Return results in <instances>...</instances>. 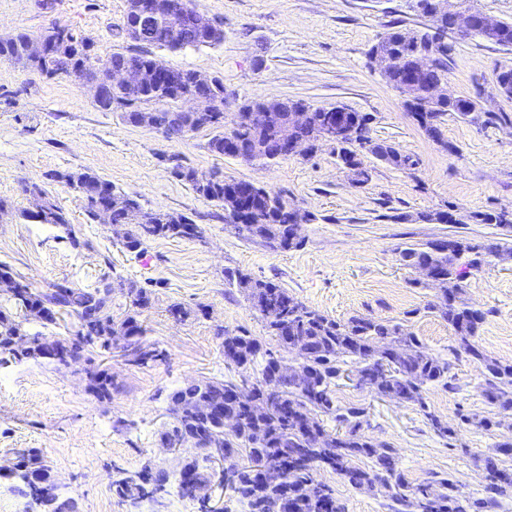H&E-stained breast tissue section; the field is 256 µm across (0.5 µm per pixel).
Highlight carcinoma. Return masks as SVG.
Returning <instances> with one entry per match:
<instances>
[{"label": "carcinoma", "instance_id": "obj_1", "mask_svg": "<svg viewBox=\"0 0 512 512\" xmlns=\"http://www.w3.org/2000/svg\"><path fill=\"white\" fill-rule=\"evenodd\" d=\"M406 28H391L378 40L387 50L413 57L417 45L407 36ZM42 36L53 41V53L35 59L28 54V44L32 36L19 32L8 40H0V59L34 67L47 78L67 77L80 83L99 82L109 66L125 64L149 71L152 59L142 55H126L116 52L107 58H97L87 53L91 39L74 32L63 33L52 27ZM223 35H197L188 40L175 38L162 43L170 50L184 47H197L221 41ZM191 71H183V80L178 83H165L149 79L137 90L114 92L111 96L96 102L104 110L120 109L128 118L133 112H143L149 104H160L176 100L189 87ZM424 88H418L414 101L405 103V108L413 118L426 112L432 118L430 126L423 127L426 134L441 139L443 117L454 114L461 119L477 123L481 117L506 119L504 112H483L471 115L462 111L463 99L456 98L433 106L423 104ZM302 106V100H245L238 104V112L250 119L233 133V149L226 146V134L221 131L222 123H214L210 128L218 130L209 143L210 151L227 157L249 161L246 152L255 141L267 145V152L261 161L269 164L277 161V143L272 124L266 121L271 113L284 120L288 113L283 107ZM335 112L333 108L316 107L309 112L305 125L298 130L303 139H313L326 135L324 119ZM360 133L354 142L335 147L339 157L353 155V146L371 145L370 153L380 161L398 169H407L414 161L389 144L375 141L370 136V118L358 116ZM169 126L179 136L199 130L193 115L189 112H163L161 122ZM193 169L175 165L171 174L179 181L192 186L194 192L211 202L221 204L240 237L251 239L260 237L271 247L279 248L277 230L287 225L289 215L273 205L276 193L270 189L257 193L239 206L248 210L245 220L234 212L228 202L229 194L235 187L244 184L242 180L217 178L214 182L201 185L192 180ZM66 184L80 193L85 201L89 219H94V204L103 198L112 200V223L128 226L124 232V245L129 250L138 249L143 240L150 237H178L197 239L202 231L189 232L196 227L187 216L174 213L146 211L130 195L118 191L112 182L95 173L81 172L65 176ZM42 197L39 211H26L22 216L40 224L69 225V220L59 207L38 184H31ZM467 219L474 224H495L507 231L512 230V213L496 210L471 212ZM462 250L456 256L436 249L432 243L423 248L408 247L399 251L402 264L415 269L425 263L442 273L440 284L432 286L436 290V300L427 303L425 310L439 314L456 336L457 347L454 353H461L483 364L485 379L483 395L490 405L504 411L512 410V364H502L487 356L475 342L484 313L474 310L465 299V281L472 271L481 268L484 256L512 255V249L499 245H473L463 238L458 239ZM9 277L15 288L8 292V301L14 310L0 308V362L22 361L24 359H49L45 354L47 337L42 334H29L24 324L35 318L48 325L57 324L54 318L45 315L54 312L61 316L70 315L79 323L72 336L53 337L58 350L66 355L92 362L89 354L97 350H109L108 341L112 336L128 337L133 347H149L144 340L146 329L140 321L143 310L151 305V291L136 284L128 286L131 297L129 308L120 321L112 316V289L99 287L78 288L63 280L50 285L45 291L31 288L26 277L9 265L0 263V278ZM249 298L252 306L264 321L268 335L281 340L283 333L299 337L305 344L307 353L297 359V364L285 363L268 352L263 355L262 379L252 384L255 403L251 406L237 404L232 394L237 386L231 382L206 381L192 383L171 394L174 425L161 434L162 442L180 440L197 449V455L183 464L178 476H171L167 470L157 468L144 470L114 482L115 493L122 499L136 501L150 494L146 485L153 484L154 490L162 489L174 482L179 492L191 496L189 487L211 483L215 472L207 471L203 463L210 461V448H224V456L230 458L235 449L247 453L249 465L234 468L227 478V488L247 501L258 512H343L331 489L315 481L314 474L321 468H329L357 489L373 490L382 488L390 494L396 504L394 512H467L460 498L459 487L451 479L441 478L427 483L412 485L399 468L392 448L377 446L358 433L361 419L366 409L356 405L340 407L333 398L336 380L345 372L350 363L361 365L364 386L375 393L397 402L419 405L425 408L422 397L423 387L429 383L448 382L449 363L429 353L407 325L375 317H351L342 322L305 305L291 296L279 285L252 278L237 271L231 274ZM260 355L258 340L246 331L224 335V357L231 358L237 368L246 370L255 364ZM313 371V378L303 386L292 381L295 368ZM89 391L100 399L112 395V375L104 370L95 371V378L89 381ZM204 401L221 406L224 412L237 417L238 427L224 433V425L197 412L198 403ZM332 415L345 426L344 431L329 432L319 415ZM512 456V443H503L496 449V455L483 458L486 489L492 496L479 499L470 507L474 512H491L497 505L496 496L512 490V469L501 468L498 456ZM365 457L372 466L362 468L355 460ZM263 464H278L286 467L288 490L279 484H271L263 478L259 467ZM33 474L43 473V480L50 482L48 468L43 457L35 452L22 455L19 471L13 476L21 480L15 490L24 496L32 493V484L21 479L20 469ZM44 512H75L74 504L58 501L54 487L41 501Z\"/></svg>", "mask_w": 512, "mask_h": 512}]
</instances>
